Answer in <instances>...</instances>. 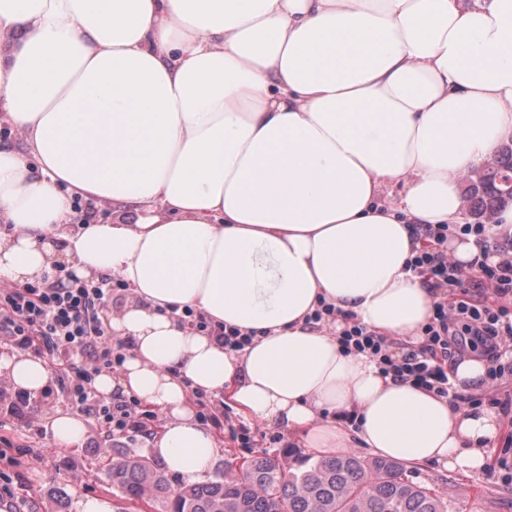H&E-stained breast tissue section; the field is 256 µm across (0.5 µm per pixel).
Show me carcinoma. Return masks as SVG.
Wrapping results in <instances>:
<instances>
[{
    "label": "carcinoma",
    "instance_id": "cac0c4a2",
    "mask_svg": "<svg viewBox=\"0 0 512 512\" xmlns=\"http://www.w3.org/2000/svg\"><path fill=\"white\" fill-rule=\"evenodd\" d=\"M470 215L488 224L512 206V137L486 164L466 176ZM105 476L123 502L163 512H448V502L403 474L392 459L322 455L296 469L267 455L172 490L155 459L126 451L106 465Z\"/></svg>",
    "mask_w": 512,
    "mask_h": 512
}]
</instances>
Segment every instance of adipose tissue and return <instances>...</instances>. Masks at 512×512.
<instances>
[{
	"label": "adipose tissue",
	"instance_id": "1",
	"mask_svg": "<svg viewBox=\"0 0 512 512\" xmlns=\"http://www.w3.org/2000/svg\"><path fill=\"white\" fill-rule=\"evenodd\" d=\"M1 123L24 143L0 139V276L64 263L128 286L109 316L125 359L95 388L164 416L166 475L205 480L218 452L197 391L318 456L354 440L482 471L497 409L383 377L308 318L324 301L418 341L412 227L459 223L463 176L512 136V0H0ZM76 196L111 222L74 224ZM188 308L255 339L227 352ZM52 376L0 353L14 390Z\"/></svg>",
	"mask_w": 512,
	"mask_h": 512
}]
</instances>
